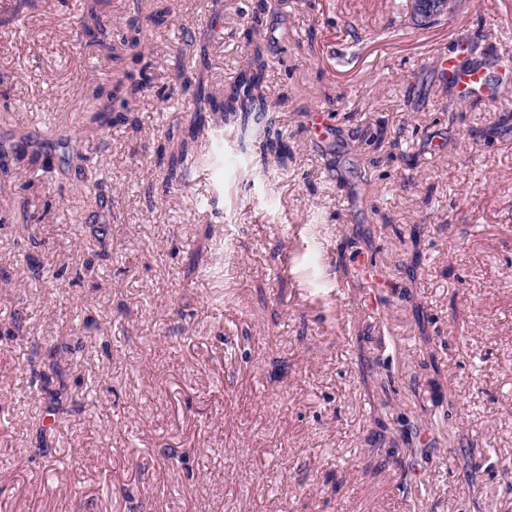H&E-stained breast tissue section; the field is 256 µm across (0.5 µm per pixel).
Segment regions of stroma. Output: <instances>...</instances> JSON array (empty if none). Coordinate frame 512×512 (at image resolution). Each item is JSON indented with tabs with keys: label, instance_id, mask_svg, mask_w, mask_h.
I'll return each mask as SVG.
<instances>
[{
	"label": "stroma",
	"instance_id": "obj_1",
	"mask_svg": "<svg viewBox=\"0 0 512 512\" xmlns=\"http://www.w3.org/2000/svg\"><path fill=\"white\" fill-rule=\"evenodd\" d=\"M259 2L0 0V512H512V129L485 134L512 94L460 104L437 69L495 74L512 0L428 29L407 0H281L287 167L212 130L167 187L158 150L193 110L175 70L223 99ZM92 5L111 56L78 30ZM143 63L125 121L89 124ZM52 347L63 417L30 375ZM68 138H60V143L64 145V148L71 150V156L69 158H75L82 162L78 166L80 170V176L83 182H86L89 188L100 189L102 186L101 179L98 178L96 161L91 154H86L82 152L81 146L75 142L73 145H70V140Z\"/></svg>",
	"mask_w": 512,
	"mask_h": 512
}]
</instances>
